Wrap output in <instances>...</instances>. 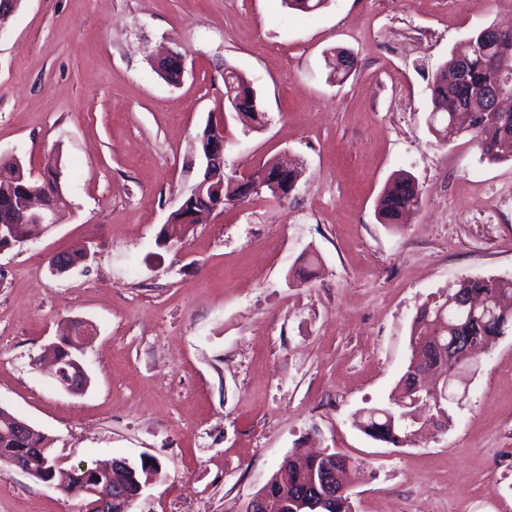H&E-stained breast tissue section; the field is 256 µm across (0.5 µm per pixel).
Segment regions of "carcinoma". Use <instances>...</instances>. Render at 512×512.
I'll return each mask as SVG.
<instances>
[{
  "label": "carcinoma",
  "instance_id": "1",
  "mask_svg": "<svg viewBox=\"0 0 512 512\" xmlns=\"http://www.w3.org/2000/svg\"><path fill=\"white\" fill-rule=\"evenodd\" d=\"M328 0H283L290 9L311 13L325 7ZM470 41L479 47V52L471 54L467 66L466 83L462 86L450 85L435 75L430 83L431 110L436 117L430 128L445 142H451L462 134L471 136L481 153V159L490 163L512 162V112H481L477 91L490 80L488 55L498 50V46L512 49V31L501 34L500 45L485 44V29L476 30ZM13 170L0 163V206L14 207L17 196H7L11 188ZM421 196L410 174L401 172L384 190L377 211L382 224L401 223V214L420 206ZM475 296L482 299L483 305L471 309L462 307V298ZM512 331V279L466 278L455 287L448 289L437 299L425 303L417 312L411 329L410 343L423 346L426 358L411 359L400 379L401 401L397 406L405 409L410 419L402 423L399 413L390 406H373L361 411L359 425L368 436L384 431L387 443L400 446L414 434L413 427L420 415L417 407L411 404L413 364L426 363L434 370L448 371L439 348L451 347L459 340H472L489 344L494 339ZM47 436L35 430L24 437L16 436L11 429L0 424V450L17 449V454L25 458L27 467L39 470L42 458L29 455L31 448L47 447ZM331 468L336 473L335 480H344L350 472H357L360 465L344 456L336 461L326 457L307 456L302 461L286 458L272 474L262 491L271 506V512H310L307 503L313 498L317 486L315 478ZM92 483L81 468L71 471L66 480L68 494L80 497L89 503V496L82 493Z\"/></svg>",
  "mask_w": 512,
  "mask_h": 512
}]
</instances>
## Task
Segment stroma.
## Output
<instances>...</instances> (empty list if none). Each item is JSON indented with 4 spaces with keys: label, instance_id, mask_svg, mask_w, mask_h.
Instances as JSON below:
<instances>
[{
    "label": "stroma",
    "instance_id": "1",
    "mask_svg": "<svg viewBox=\"0 0 512 512\" xmlns=\"http://www.w3.org/2000/svg\"><path fill=\"white\" fill-rule=\"evenodd\" d=\"M512 0H22L0 25V162L57 159L59 224L0 250V407L52 441L64 466L157 458L131 512H244L298 448L353 459L356 512H512V334L481 353L450 419L396 447L358 428L388 404L418 308L461 279H512V162L482 161L428 128L429 83ZM180 52L163 79L154 57ZM344 50V82L327 63ZM267 115L229 121L224 172L280 154L295 190L159 237L202 175L198 137L224 109V67ZM421 206L379 223L398 172ZM89 248L54 274L51 256ZM92 326L90 376L62 391L36 359L70 320ZM83 502L0 459V512Z\"/></svg>",
    "mask_w": 512,
    "mask_h": 512
}]
</instances>
